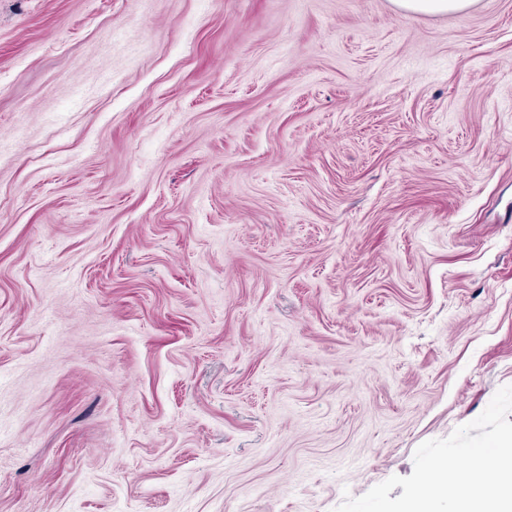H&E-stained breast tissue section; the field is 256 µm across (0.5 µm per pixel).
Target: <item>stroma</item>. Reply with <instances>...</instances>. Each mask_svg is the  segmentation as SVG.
I'll use <instances>...</instances> for the list:
<instances>
[{"instance_id":"1","label":"stroma","mask_w":512,"mask_h":512,"mask_svg":"<svg viewBox=\"0 0 512 512\" xmlns=\"http://www.w3.org/2000/svg\"><path fill=\"white\" fill-rule=\"evenodd\" d=\"M512 385V0H0V512H334ZM393 2L404 11L443 14L463 12L471 7L475 0H393Z\"/></svg>"}]
</instances>
